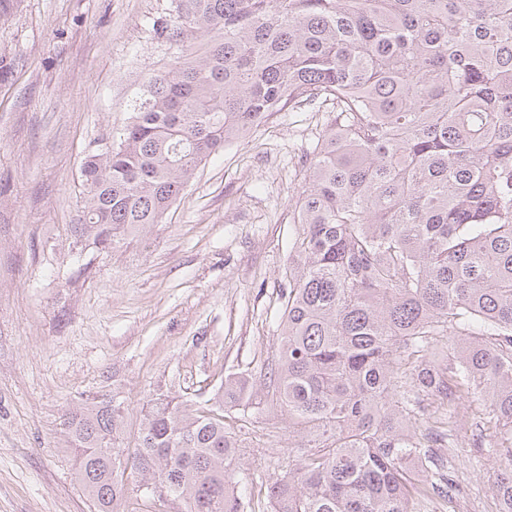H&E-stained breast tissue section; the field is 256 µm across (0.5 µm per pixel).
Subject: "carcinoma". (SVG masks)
<instances>
[{"label": "carcinoma", "mask_w": 512, "mask_h": 512, "mask_svg": "<svg viewBox=\"0 0 512 512\" xmlns=\"http://www.w3.org/2000/svg\"><path fill=\"white\" fill-rule=\"evenodd\" d=\"M200 55L146 81L112 152L88 154L81 236L161 222L198 167L275 112L332 118L304 161L297 266L271 370L302 464L256 509L235 481L224 414L160 394L132 471L182 512H456L455 449L495 448L512 512V0H171L154 22ZM442 361L431 348L449 337ZM485 412L461 431L463 403ZM220 397H252L229 377ZM120 407L68 414L96 512H120L127 467L104 448Z\"/></svg>", "instance_id": "1"}]
</instances>
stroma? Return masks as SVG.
<instances>
[{"instance_id":"35a3bbf8","label":"stroma","mask_w":512,"mask_h":512,"mask_svg":"<svg viewBox=\"0 0 512 512\" xmlns=\"http://www.w3.org/2000/svg\"><path fill=\"white\" fill-rule=\"evenodd\" d=\"M170 0H0V512H94L63 433L92 400L124 409L133 447L156 395L215 397L247 379L256 399L225 408L255 496L302 462L288 415L270 413V364L296 256L302 162L326 112L282 111L199 167L161 223L108 247L79 239L86 155L131 120L145 80L202 42L154 20ZM458 512H493L491 448L455 454Z\"/></svg>"}]
</instances>
